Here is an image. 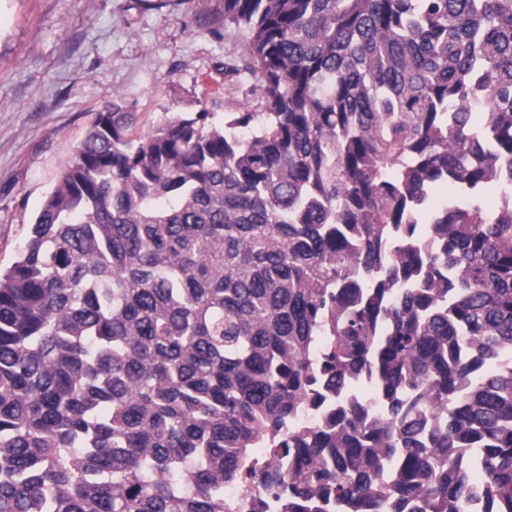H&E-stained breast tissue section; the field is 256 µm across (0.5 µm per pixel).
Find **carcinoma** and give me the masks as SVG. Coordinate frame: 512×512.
Segmentation results:
<instances>
[{
    "label": "carcinoma",
    "mask_w": 512,
    "mask_h": 512,
    "mask_svg": "<svg viewBox=\"0 0 512 512\" xmlns=\"http://www.w3.org/2000/svg\"><path fill=\"white\" fill-rule=\"evenodd\" d=\"M222 3L249 106L117 99L0 272V512H512V0ZM259 498L258 493L248 486L224 488V508L231 505L232 512H251Z\"/></svg>",
    "instance_id": "carcinoma-1"
}]
</instances>
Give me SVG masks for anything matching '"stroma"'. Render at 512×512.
<instances>
[{"label":"stroma","mask_w":512,"mask_h":512,"mask_svg":"<svg viewBox=\"0 0 512 512\" xmlns=\"http://www.w3.org/2000/svg\"><path fill=\"white\" fill-rule=\"evenodd\" d=\"M160 2L0 0V266L114 96L143 132L223 97L237 37L200 24L195 0Z\"/></svg>","instance_id":"stroma-1"}]
</instances>
